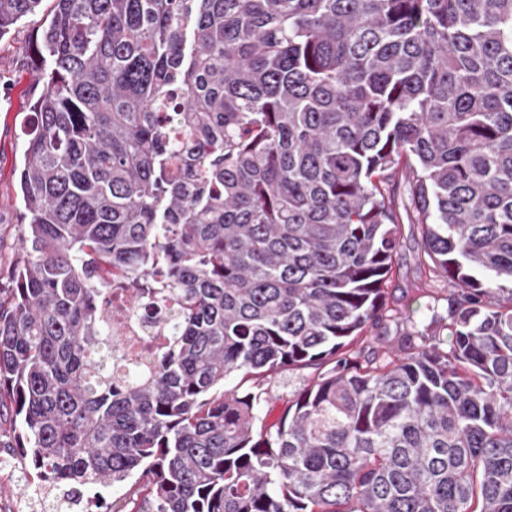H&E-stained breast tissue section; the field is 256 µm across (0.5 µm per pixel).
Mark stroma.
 Masks as SVG:
<instances>
[{"label":"stroma","mask_w":512,"mask_h":512,"mask_svg":"<svg viewBox=\"0 0 512 512\" xmlns=\"http://www.w3.org/2000/svg\"><path fill=\"white\" fill-rule=\"evenodd\" d=\"M54 5L55 0H42L34 15L26 17L10 35L0 39V288L10 283L28 224L18 174L23 157V131L32 119L29 100L36 88L29 44L37 30L47 26ZM406 181L405 174H397L400 247L385 293L390 306L412 309V320L421 330L430 325L433 316H447L454 289L448 280L431 279L418 263L421 233L407 215ZM0 512H29L14 451L1 447Z\"/></svg>","instance_id":"stroma-1"}]
</instances>
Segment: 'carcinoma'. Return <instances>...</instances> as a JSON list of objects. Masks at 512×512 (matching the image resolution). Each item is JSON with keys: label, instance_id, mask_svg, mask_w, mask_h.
Here are the masks:
<instances>
[{"label": "carcinoma", "instance_id": "obj_1", "mask_svg": "<svg viewBox=\"0 0 512 512\" xmlns=\"http://www.w3.org/2000/svg\"><path fill=\"white\" fill-rule=\"evenodd\" d=\"M40 2L0 0V39ZM32 54L0 295L32 501L135 475L107 512H512V0H56ZM401 166L456 305L393 348ZM114 288L175 304L123 375ZM320 370L305 368L295 371L282 372L275 377L266 379L264 387L268 386L273 395H286L293 393L307 384Z\"/></svg>", "mask_w": 512, "mask_h": 512}]
</instances>
